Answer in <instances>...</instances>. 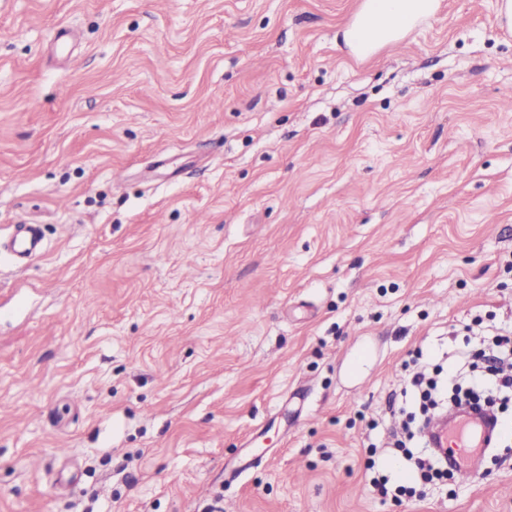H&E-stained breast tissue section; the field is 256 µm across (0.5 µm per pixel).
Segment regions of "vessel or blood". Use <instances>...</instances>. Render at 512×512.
I'll use <instances>...</instances> for the list:
<instances>
[{
    "mask_svg": "<svg viewBox=\"0 0 512 512\" xmlns=\"http://www.w3.org/2000/svg\"><path fill=\"white\" fill-rule=\"evenodd\" d=\"M0 249L10 253L17 262L25 263L43 251V238L38 226L23 224L10 237L0 243ZM493 413L479 410L463 413L449 419L448 423L435 426L431 436V447H452V461L456 470L471 474L473 461L488 448L495 434Z\"/></svg>",
    "mask_w": 512,
    "mask_h": 512,
    "instance_id": "obj_1",
    "label": "vessel or blood"
}]
</instances>
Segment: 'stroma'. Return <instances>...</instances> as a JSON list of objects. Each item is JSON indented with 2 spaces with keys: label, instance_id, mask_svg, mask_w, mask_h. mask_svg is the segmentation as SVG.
Wrapping results in <instances>:
<instances>
[{
  "label": "stroma",
  "instance_id": "obj_1",
  "mask_svg": "<svg viewBox=\"0 0 512 512\" xmlns=\"http://www.w3.org/2000/svg\"><path fill=\"white\" fill-rule=\"evenodd\" d=\"M0 0V512H512V406L473 479L402 484L416 350L512 336V33L443 0ZM439 0H362L352 22L342 29L345 48L356 58L401 43L415 28L432 18ZM0 249L10 253L18 264L39 256L43 252V238L38 226L19 225L6 241L1 242Z\"/></svg>",
  "mask_w": 512,
  "mask_h": 512
}]
</instances>
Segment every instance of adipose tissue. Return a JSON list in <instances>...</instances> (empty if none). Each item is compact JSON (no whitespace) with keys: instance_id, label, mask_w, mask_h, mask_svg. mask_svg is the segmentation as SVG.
Instances as JSON below:
<instances>
[{"instance_id":"adipose-tissue-1","label":"adipose tissue","mask_w":512,"mask_h":512,"mask_svg":"<svg viewBox=\"0 0 512 512\" xmlns=\"http://www.w3.org/2000/svg\"><path fill=\"white\" fill-rule=\"evenodd\" d=\"M440 0H362L352 22L343 28L345 48L357 58L401 43L415 28L432 18Z\"/></svg>"}]
</instances>
